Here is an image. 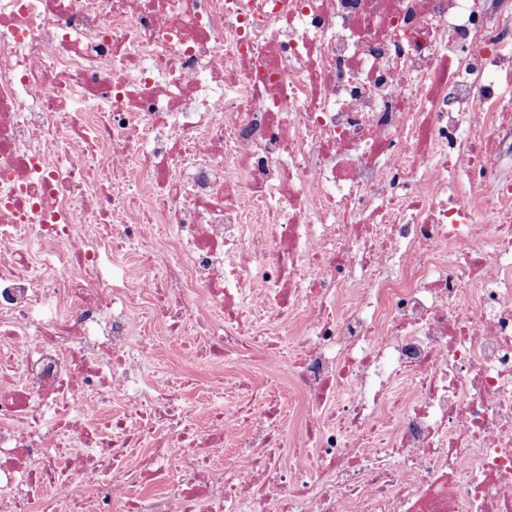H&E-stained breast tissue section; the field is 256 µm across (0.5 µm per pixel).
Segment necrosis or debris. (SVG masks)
<instances>
[{"instance_id":"obj_1","label":"necrosis or debris","mask_w":512,"mask_h":512,"mask_svg":"<svg viewBox=\"0 0 512 512\" xmlns=\"http://www.w3.org/2000/svg\"><path fill=\"white\" fill-rule=\"evenodd\" d=\"M511 31L512 0H0V512H512ZM156 346L154 355L150 358V365L160 372H178L189 380V386L185 389L186 400H194L202 395L208 388V379L204 369L197 365L185 364L179 360V343L170 336H166L162 330L155 332Z\"/></svg>"}]
</instances>
